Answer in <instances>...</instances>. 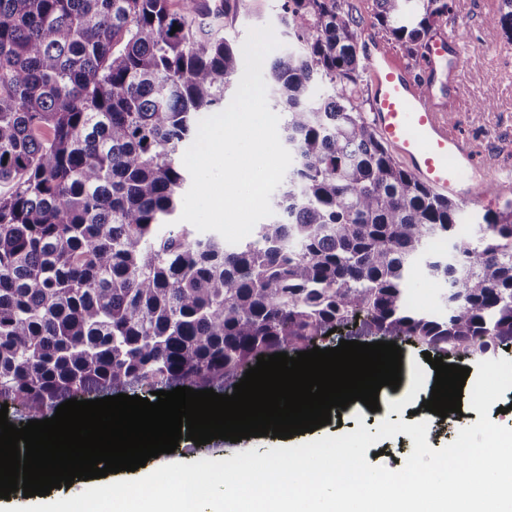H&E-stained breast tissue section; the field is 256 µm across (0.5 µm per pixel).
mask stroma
Returning <instances> with one entry per match:
<instances>
[{
  "label": "stroma",
  "mask_w": 512,
  "mask_h": 512,
  "mask_svg": "<svg viewBox=\"0 0 512 512\" xmlns=\"http://www.w3.org/2000/svg\"><path fill=\"white\" fill-rule=\"evenodd\" d=\"M498 11V0H455V8L435 25L437 35L452 30L466 29L468 38L463 42L462 57H447L443 61L434 85L437 96L448 93V72L457 70L461 87L460 120L466 131L479 146H486L500 133H512V43L503 36ZM273 24L275 33H282L278 24L275 0H252L247 10L241 11L231 34L236 44H243L249 28ZM391 388L379 394V411L372 412L363 404L350 405L341 413V419L323 426L324 434L338 436L352 432L358 426L376 431L381 420L402 421L408 424L428 420L427 442L440 449L453 442L458 433V420L474 424L478 412L462 405L460 413L442 418L433 413H421V403L411 400L404 405L393 404ZM282 441L270 436L244 439L231 443L221 439L211 441L208 450H200L192 441L183 439L179 445L191 461L203 458L224 460L235 453L256 449L263 454L270 448L281 446Z\"/></svg>",
  "instance_id": "35a3bbf8"
}]
</instances>
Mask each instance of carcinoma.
<instances>
[{"label": "carcinoma", "mask_w": 512, "mask_h": 512, "mask_svg": "<svg viewBox=\"0 0 512 512\" xmlns=\"http://www.w3.org/2000/svg\"><path fill=\"white\" fill-rule=\"evenodd\" d=\"M247 2L0 0V401L18 418L116 392L222 393L262 354L355 327L454 362L512 346V199L464 228L396 161L356 101L361 33L341 0H281L290 48L270 94L292 164L273 218L234 245L168 224L196 114L239 71L226 30ZM375 2L411 55L453 8ZM418 278L446 284L436 310L412 301Z\"/></svg>", "instance_id": "1"}]
</instances>
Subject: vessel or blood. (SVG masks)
I'll use <instances>...</instances> for the list:
<instances>
[{"instance_id": "obj_1", "label": "vessel or blood", "mask_w": 512, "mask_h": 512, "mask_svg": "<svg viewBox=\"0 0 512 512\" xmlns=\"http://www.w3.org/2000/svg\"><path fill=\"white\" fill-rule=\"evenodd\" d=\"M457 48L452 35L435 41L417 75L392 50L372 43L368 48L371 124L418 180L444 196L473 202L485 186L501 187V168L456 121V85H449L444 102L437 101L432 92L431 78L440 60Z\"/></svg>"}]
</instances>
